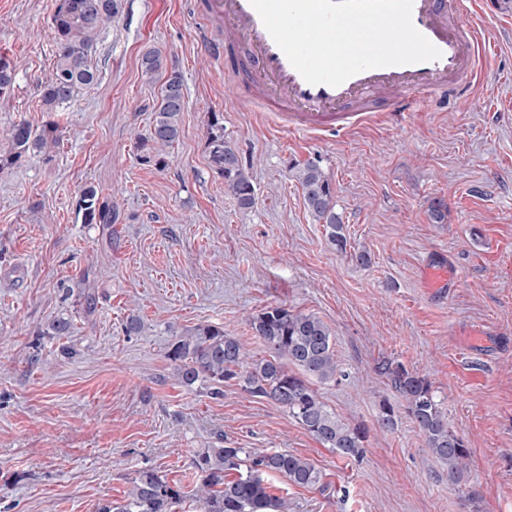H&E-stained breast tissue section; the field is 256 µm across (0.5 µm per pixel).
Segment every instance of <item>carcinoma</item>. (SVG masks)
<instances>
[{
	"instance_id": "obj_1",
	"label": "carcinoma",
	"mask_w": 512,
	"mask_h": 512,
	"mask_svg": "<svg viewBox=\"0 0 512 512\" xmlns=\"http://www.w3.org/2000/svg\"><path fill=\"white\" fill-rule=\"evenodd\" d=\"M119 10L120 0H58L53 15L58 59L41 89L46 110H55L70 101L78 89L95 82L96 73L90 65L94 37ZM140 68L148 80H154L163 72V55L154 50L145 52ZM14 79L15 66L0 57V95L12 89ZM185 108L182 80L173 73L161 86L147 140L159 146L177 141ZM4 138L8 151L0 153V169L29 154L47 152L59 141V134L52 123L38 131L20 121L6 126ZM208 149L210 168L224 178V189L241 207L252 206V180L216 120L210 123ZM294 177L302 187L313 220L327 226L328 236L339 251L347 250L344 224L336 213L333 189L322 168L308 161L297 168ZM78 207L83 211L84 223L112 228V202L96 187L81 190ZM250 328L267 348L269 357L250 359L244 344L224 334L221 327L199 325L180 334L168 351L180 382L191 386L203 380L220 387L235 381L251 396L281 405L302 429L340 456L361 458L367 430L338 419L313 388L315 381L336 382L344 377L336 359L335 336L328 325L313 314L276 305L251 316ZM381 373L404 397V413L423 434L427 448L448 466V477L460 479L467 469L469 449L448 428L430 382L398 363L383 364ZM193 467L197 475L194 496L204 512H290L288 498L271 494L264 475L273 473L290 485L304 488L315 487L321 481L320 471L308 459L274 448H203L195 456ZM132 483L123 502L106 504L100 512H173L181 497L180 491L153 469L138 471Z\"/></svg>"
}]
</instances>
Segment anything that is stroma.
<instances>
[{"label":"stroma","instance_id":"obj_1","mask_svg":"<svg viewBox=\"0 0 512 512\" xmlns=\"http://www.w3.org/2000/svg\"><path fill=\"white\" fill-rule=\"evenodd\" d=\"M55 7L0 0V56L16 65L0 128L61 131L49 153L0 169V512H98L145 468L183 491L176 512H202L192 460L225 445L309 459L324 490L267 478L292 512H512V0L469 10L490 57L465 96L389 112L380 94L372 111L317 133L237 96L238 76L197 38L194 0H121L94 41L97 82L47 111ZM153 48L187 101L181 136L163 149L145 140L161 85L140 62ZM214 119L250 168L251 207L209 166ZM309 160L333 187L346 251L305 209L294 171ZM88 185L111 198V231L78 214ZM435 198L447 223L429 221ZM86 291L98 299L91 315ZM276 304L335 336L345 375L316 390L367 429L361 460L235 383L216 395L174 377L170 345L199 325L266 357L249 319ZM131 314L142 328L129 334ZM60 317L69 334L48 335ZM386 361L428 378L470 451L461 481L408 417L378 425L381 402L404 403L378 371Z\"/></svg>","mask_w":512,"mask_h":512}]
</instances>
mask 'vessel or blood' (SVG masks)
<instances>
[{
    "label": "vessel or blood",
    "mask_w": 512,
    "mask_h": 512,
    "mask_svg": "<svg viewBox=\"0 0 512 512\" xmlns=\"http://www.w3.org/2000/svg\"><path fill=\"white\" fill-rule=\"evenodd\" d=\"M211 19L224 29L214 46L225 69H243L240 91L268 111L295 114L303 129L335 127L337 117L362 111L376 93L390 92V111L406 112L429 99L467 93L479 71V35L463 21L467 0H413L412 22L441 53L433 61L360 72L332 87L306 82L264 27L250 0H209Z\"/></svg>",
    "instance_id": "obj_1"
}]
</instances>
